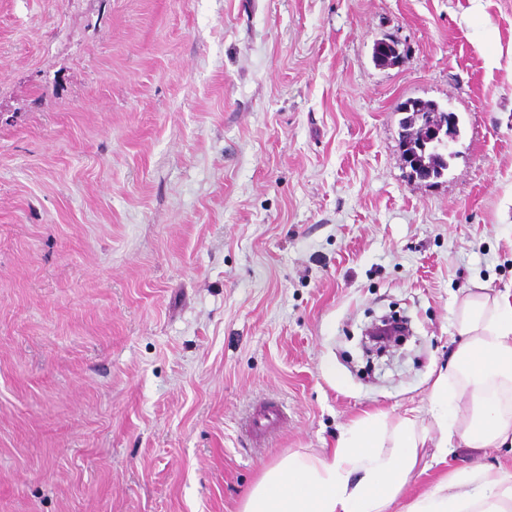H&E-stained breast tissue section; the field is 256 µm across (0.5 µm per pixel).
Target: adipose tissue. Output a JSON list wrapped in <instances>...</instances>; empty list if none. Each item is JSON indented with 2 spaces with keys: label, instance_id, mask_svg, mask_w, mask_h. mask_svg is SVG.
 I'll return each mask as SVG.
<instances>
[{
  "label": "adipose tissue",
  "instance_id": "ef3b65f1",
  "mask_svg": "<svg viewBox=\"0 0 512 512\" xmlns=\"http://www.w3.org/2000/svg\"><path fill=\"white\" fill-rule=\"evenodd\" d=\"M455 331L459 347L431 385L430 422L366 415L334 448L265 468L241 512H389L427 445L437 464L457 444L512 449V293L468 291ZM403 512H512V475L488 464L452 470Z\"/></svg>",
  "mask_w": 512,
  "mask_h": 512
}]
</instances>
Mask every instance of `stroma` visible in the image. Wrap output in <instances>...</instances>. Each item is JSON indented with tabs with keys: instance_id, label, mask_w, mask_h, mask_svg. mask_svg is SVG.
I'll use <instances>...</instances> for the list:
<instances>
[{
	"instance_id": "obj_1",
	"label": "stroma",
	"mask_w": 512,
	"mask_h": 512,
	"mask_svg": "<svg viewBox=\"0 0 512 512\" xmlns=\"http://www.w3.org/2000/svg\"><path fill=\"white\" fill-rule=\"evenodd\" d=\"M408 99L458 116L440 178ZM476 282L512 292V0H0V512H239L365 414L429 419ZM390 312L416 339L369 366ZM477 460L512 473L458 448L402 502Z\"/></svg>"
}]
</instances>
